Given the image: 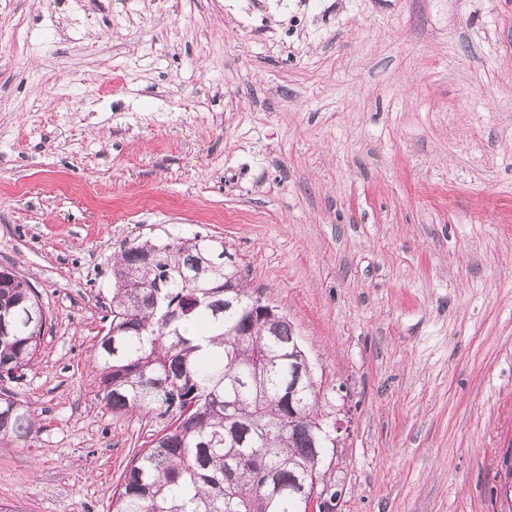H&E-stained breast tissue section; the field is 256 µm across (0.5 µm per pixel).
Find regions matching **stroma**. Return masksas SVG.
<instances>
[{"label":"stroma","mask_w":512,"mask_h":512,"mask_svg":"<svg viewBox=\"0 0 512 512\" xmlns=\"http://www.w3.org/2000/svg\"><path fill=\"white\" fill-rule=\"evenodd\" d=\"M0 0V265L49 318L0 504L109 512L112 256L201 236L320 389L337 512H512V0Z\"/></svg>","instance_id":"1"}]
</instances>
